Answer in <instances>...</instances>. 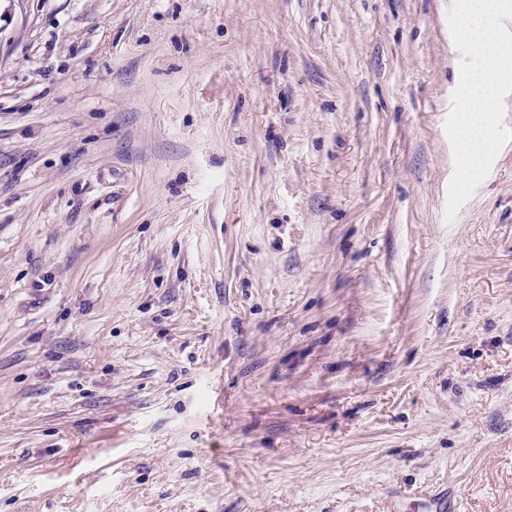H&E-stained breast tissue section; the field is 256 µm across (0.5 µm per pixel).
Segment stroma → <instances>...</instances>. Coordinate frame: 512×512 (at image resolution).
Listing matches in <instances>:
<instances>
[{
	"label": "stroma",
	"instance_id": "1",
	"mask_svg": "<svg viewBox=\"0 0 512 512\" xmlns=\"http://www.w3.org/2000/svg\"><path fill=\"white\" fill-rule=\"evenodd\" d=\"M452 4L0 0V512H512Z\"/></svg>",
	"mask_w": 512,
	"mask_h": 512
}]
</instances>
